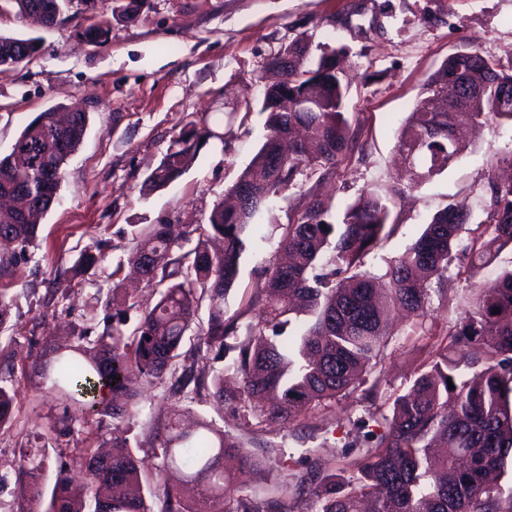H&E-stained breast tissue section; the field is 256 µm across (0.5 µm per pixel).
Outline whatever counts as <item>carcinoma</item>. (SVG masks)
Returning a JSON list of instances; mask_svg holds the SVG:
<instances>
[{
	"label": "carcinoma",
	"mask_w": 512,
	"mask_h": 512,
	"mask_svg": "<svg viewBox=\"0 0 512 512\" xmlns=\"http://www.w3.org/2000/svg\"><path fill=\"white\" fill-rule=\"evenodd\" d=\"M62 2L0 0V13H40L53 27L64 22ZM109 32V21L100 19L78 36L104 44ZM5 47L32 58L40 51V39L0 34V50ZM307 53L301 39L285 51L295 58L288 88L295 99L316 96L319 111L295 106L282 112L276 108L277 87L265 89V141L229 189L246 193L247 201L240 207L217 204L207 224H154L140 230L128 263L153 266L138 282L112 288L113 312L103 317L102 331L91 317L73 345L44 353L39 372L64 404L54 434L71 436L86 416L95 415L112 425V438L104 441L112 452L79 449L75 460L82 478L61 468L50 489L44 460L22 454L14 486L29 505L26 512H154L151 498L161 503L159 512H366L368 501L372 512H512V492L505 493L492 479L512 461V268L474 294L455 322L441 326L428 315L426 284L448 271L462 233L474 222L467 199L448 202L398 258L387 262L381 277L369 270L368 260L394 223L388 199L362 192L336 224L324 220L323 201L312 200L285 228L282 246L290 261L265 267L266 295L258 319L244 324L224 319L225 297L260 228L252 220L302 168L330 171L358 144L357 129L345 117L348 85L336 51L321 53L315 67L303 69L300 59ZM462 71L478 93L455 100L437 97L435 91L455 84ZM491 120L512 124V59L494 61L476 50L448 55L422 85L398 134L399 150L418 147L407 189L441 174L459 154V125ZM88 123L87 112H71L64 123L56 109L48 108L0 156V193H18L11 206L0 209V237L13 245L0 257V269L14 265L37 240L40 219L57 203L64 166L83 143ZM210 136L207 129L183 130L144 188L160 190L180 179ZM480 212L465 248L473 272L512 244V181L488 178ZM192 239L195 246L183 250ZM104 263L103 253L84 249L68 278ZM161 284L159 300L145 310L133 339L125 338L127 303L139 286ZM205 296L206 351L217 359L228 357L226 369L242 382L239 392L228 393L219 374L213 394L227 405L243 403L290 424L342 395L358 391L360 399L374 401L390 310L415 320L414 333L426 340L429 351L390 412L371 413L379 430L359 443H344L343 464L334 473L314 469L293 475L283 467L282 446L244 441L207 422L187 432L179 427L176 411L155 436L161 479L146 489L126 437L134 405L125 379L135 374L150 385L169 373L174 393L201 392L204 384L195 375L201 347L181 349ZM15 401V389L0 378V428L11 423ZM223 459L239 471L265 473L267 486L241 491L236 469L221 465Z\"/></svg>",
	"instance_id": "obj_1"
}]
</instances>
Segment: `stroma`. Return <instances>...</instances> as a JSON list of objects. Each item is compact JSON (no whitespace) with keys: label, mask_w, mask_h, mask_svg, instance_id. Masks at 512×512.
Masks as SVG:
<instances>
[{"label":"stroma","mask_w":512,"mask_h":512,"mask_svg":"<svg viewBox=\"0 0 512 512\" xmlns=\"http://www.w3.org/2000/svg\"><path fill=\"white\" fill-rule=\"evenodd\" d=\"M120 0H95L93 11L76 8L60 27H37L15 13L0 15V33L36 36L38 55L0 69V155L7 154L25 125L57 104L88 112L84 141L64 167L60 200L40 224L35 247L17 266L0 274V291L12 301L0 330V365L11 371L18 403L0 428V512H17L12 478L20 448L41 437L47 477L71 463L77 449L98 447L103 431L89 418L79 432L55 439L60 411L36 366L45 350L70 342L84 316L101 313L107 300L96 277L85 274L65 296L52 295L58 276L79 252L102 245L108 267L125 259L136 232L147 224H204L215 204L250 162L266 134L261 110L266 83L275 73L269 59L299 38L342 51L349 81L347 117L364 144L330 173L302 168L282 198L256 218L262 237L243 256L225 317L254 319L252 301L265 286L264 268L281 255L286 225L302 204L323 199L333 223L362 191L392 198L397 221L373 266L384 273L450 200L481 190L503 154L512 151V125L488 122L469 133L468 146L448 168L414 191L406 190L397 135L419 89L449 54L474 47L491 59L512 57V0H145L135 18H116ZM99 19L111 22L107 43L83 41L78 32ZM209 127L187 173L145 196L141 186L188 128ZM512 266V248L479 272L456 255L440 279L428 313L439 323L463 315L465 301ZM381 364V396L404 393L424 354L413 322L396 313ZM137 409L127 436L142 462L143 477L155 482L161 465L153 438L173 406L255 441L283 443L285 469L304 473L311 459L337 471L353 420L368 404L350 395L308 410L294 426L246 414L211 396L172 395L169 381L133 382Z\"/></svg>","instance_id":"35a3bbf8"}]
</instances>
